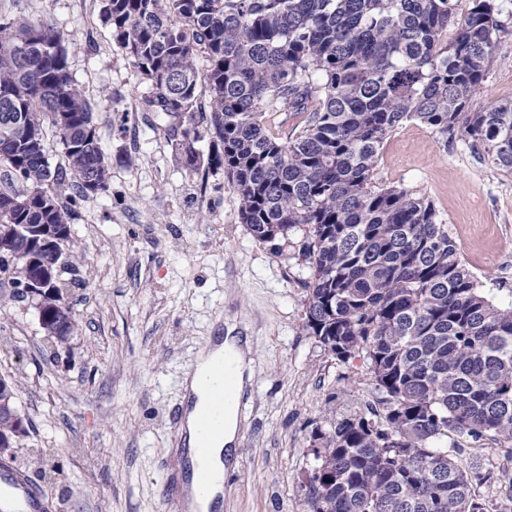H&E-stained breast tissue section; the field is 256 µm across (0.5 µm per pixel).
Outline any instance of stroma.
<instances>
[{"instance_id": "obj_1", "label": "stroma", "mask_w": 512, "mask_h": 512, "mask_svg": "<svg viewBox=\"0 0 512 512\" xmlns=\"http://www.w3.org/2000/svg\"><path fill=\"white\" fill-rule=\"evenodd\" d=\"M0 15L52 19L112 158L109 192L84 202L71 226L83 262L66 296L80 320L68 363L33 308L0 306V336L15 341L0 352V376L16 379L29 422L1 464L44 512H177L164 487L175 479L183 377L232 325L251 339L256 375L216 512H310L315 434L376 399L364 355L339 361L305 330L307 264L250 235L223 171L179 160L163 121L143 108L148 86L102 22L100 0H0ZM505 100L512 34L478 103ZM375 178L429 197L485 291L512 303V177L408 122L385 142Z\"/></svg>"}]
</instances>
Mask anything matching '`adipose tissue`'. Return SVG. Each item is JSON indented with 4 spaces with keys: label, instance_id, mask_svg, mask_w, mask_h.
Returning <instances> with one entry per match:
<instances>
[{
    "label": "adipose tissue",
    "instance_id": "ef3b65f1",
    "mask_svg": "<svg viewBox=\"0 0 512 512\" xmlns=\"http://www.w3.org/2000/svg\"><path fill=\"white\" fill-rule=\"evenodd\" d=\"M232 351L235 360L234 371L238 382L251 381L252 364L249 339L239 336H226L216 339L197 359L196 364L185 379L188 407L184 415V429L188 440H195L198 431V417L209 403L203 375L217 371L224 363L225 351ZM239 429L237 409H230L224 416V436L212 445L202 465L214 477V483L207 494H200L195 484H188L186 505L190 512H209L213 502L224 490V470L233 453V445Z\"/></svg>",
    "mask_w": 512,
    "mask_h": 512
}]
</instances>
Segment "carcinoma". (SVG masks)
Wrapping results in <instances>:
<instances>
[{
    "instance_id": "cac0c4a2",
    "label": "carcinoma",
    "mask_w": 512,
    "mask_h": 512,
    "mask_svg": "<svg viewBox=\"0 0 512 512\" xmlns=\"http://www.w3.org/2000/svg\"><path fill=\"white\" fill-rule=\"evenodd\" d=\"M100 15L184 165L224 171L252 237L309 264V334L342 362L369 360L376 405L314 436L311 512H495L474 487L507 473L464 469V448L446 443L512 439V304L481 288L428 197L374 179L384 142L411 121L512 176V101L474 108L509 32L495 0H471L463 15L454 0H101ZM0 167V236L18 263L62 262L79 284L73 242L48 251L16 232H69L110 189L93 105L47 18L0 16ZM69 284H44L56 293L44 312L72 337Z\"/></svg>"
}]
</instances>
